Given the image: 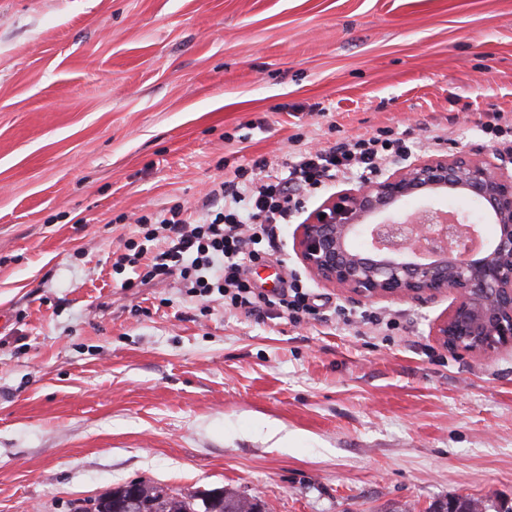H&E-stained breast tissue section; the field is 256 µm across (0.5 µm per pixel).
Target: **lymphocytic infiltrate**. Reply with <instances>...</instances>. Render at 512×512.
<instances>
[{"label":"lymphocytic infiltrate","instance_id":"obj_1","mask_svg":"<svg viewBox=\"0 0 512 512\" xmlns=\"http://www.w3.org/2000/svg\"><path fill=\"white\" fill-rule=\"evenodd\" d=\"M405 142L383 130L360 135L340 147L307 149L298 153L286 176H252L215 185L207 200L224 205L200 217L181 207L166 216H141V238L128 242L115 267L136 269L126 285L136 288L178 279L196 297L219 295L226 309L248 314H285L293 321L318 315L308 289L297 282L265 293L255 288L246 272L266 262L281 224L300 209L305 197L321 190L336 176L362 175L386 165L400 154Z\"/></svg>","mask_w":512,"mask_h":512}]
</instances>
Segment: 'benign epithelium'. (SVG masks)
Masks as SVG:
<instances>
[{"mask_svg": "<svg viewBox=\"0 0 512 512\" xmlns=\"http://www.w3.org/2000/svg\"><path fill=\"white\" fill-rule=\"evenodd\" d=\"M512 156L471 154L402 162L314 210L296 232V250L316 279L359 301L427 303L454 295L434 336L457 352L487 355L512 346ZM462 190L497 226L490 243L463 213L432 203L404 215L398 203ZM365 247L359 249L356 239Z\"/></svg>", "mask_w": 512, "mask_h": 512, "instance_id": "7a95c632", "label": "benign epithelium"}]
</instances>
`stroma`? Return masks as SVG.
<instances>
[{"mask_svg":"<svg viewBox=\"0 0 512 512\" xmlns=\"http://www.w3.org/2000/svg\"><path fill=\"white\" fill-rule=\"evenodd\" d=\"M512 0H0V512H72L112 487L226 488L272 512L512 502V349L432 334L452 294L358 302L281 228L259 287L293 324L177 281L125 289L136 220L214 184L392 130L408 160L503 150ZM442 142H434V134ZM393 319L392 331L362 312Z\"/></svg>","mask_w":512,"mask_h":512,"instance_id":"1","label":"stroma"}]
</instances>
